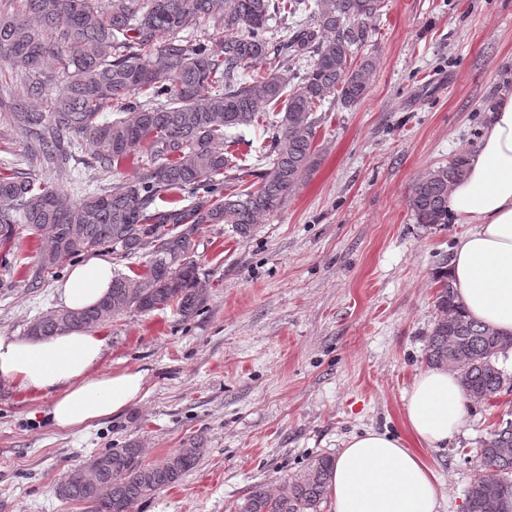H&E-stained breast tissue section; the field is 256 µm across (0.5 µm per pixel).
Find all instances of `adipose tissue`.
I'll list each match as a JSON object with an SVG mask.
<instances>
[{"mask_svg": "<svg viewBox=\"0 0 512 512\" xmlns=\"http://www.w3.org/2000/svg\"><path fill=\"white\" fill-rule=\"evenodd\" d=\"M448 217L465 225L448 266L459 303L476 322L512 333V92L489 112L465 175L448 190ZM112 264L92 259L57 286L61 305L83 310L112 288ZM98 329L53 336H0V382L44 394L54 426L89 425L118 415L147 394L144 371H98ZM466 418L457 372L430 367L407 394L408 438L374 429L351 437L329 473L332 512H438L441 485L421 451L448 441Z\"/></svg>", "mask_w": 512, "mask_h": 512, "instance_id": "obj_1", "label": "adipose tissue"}]
</instances>
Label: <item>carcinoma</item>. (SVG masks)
Returning <instances> with one entry per match:
<instances>
[{"label":"carcinoma","mask_w":512,"mask_h":512,"mask_svg":"<svg viewBox=\"0 0 512 512\" xmlns=\"http://www.w3.org/2000/svg\"><path fill=\"white\" fill-rule=\"evenodd\" d=\"M33 19L20 24L0 13V58L8 60L43 102L18 104L3 121L22 138L31 156L60 179L66 174L65 144L87 141L96 162L111 169L132 160L137 179L72 202L58 187L34 176L0 169V249L10 251L15 226L48 236L40 248L35 278L67 256L110 252L145 256L144 272H114L111 293L82 311L59 309L28 323L26 334L50 336L66 319L75 328L104 323L119 309L151 312L176 308L189 317L199 306L196 235L206 224H229L242 238L260 215L276 210L314 168L318 108L329 99L358 104L367 94L374 63L358 57L369 38L368 22L384 0H114L104 13L96 0H10ZM286 22L276 38L269 20ZM204 32L207 38L199 39ZM264 67L242 78L245 68ZM65 90L51 97L57 74ZM279 110V118L269 111ZM115 115L102 121V114ZM260 128L269 143L257 172L236 163L227 129ZM462 153L430 170L412 187L409 209L419 224L448 223V186L466 170ZM256 178V184L248 178ZM191 205L161 210L174 193ZM437 310L426 360L448 361V337H457L453 362L467 380L465 395L487 402L512 391V375L497 366L512 334L468 319L448 274L438 277ZM512 420L495 426L476 448L482 475L466 490L469 512H489L479 494L482 477L504 483L496 512H512ZM195 439L163 463L146 464L129 444L102 456L112 459L97 486L66 473L58 494L89 505V512H124L172 486L197 464ZM333 458L322 455L273 494L251 488L238 512H320Z\"/></svg>","instance_id":"cac0c4a2"}]
</instances>
